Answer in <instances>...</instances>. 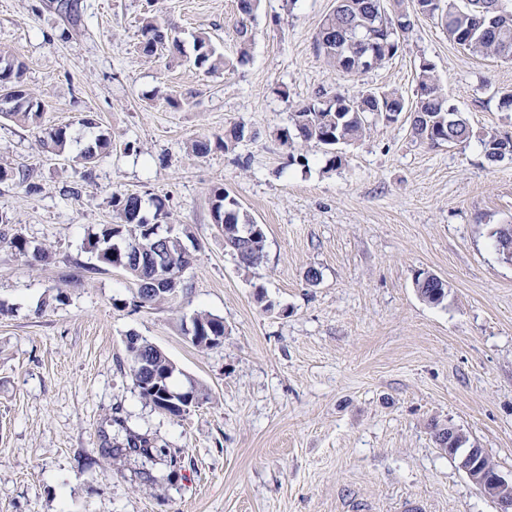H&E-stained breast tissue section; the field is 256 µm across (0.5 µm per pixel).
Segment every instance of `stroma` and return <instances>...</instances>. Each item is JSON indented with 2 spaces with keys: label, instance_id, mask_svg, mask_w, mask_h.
Instances as JSON below:
<instances>
[{
  "label": "stroma",
  "instance_id": "1",
  "mask_svg": "<svg viewBox=\"0 0 512 512\" xmlns=\"http://www.w3.org/2000/svg\"><path fill=\"white\" fill-rule=\"evenodd\" d=\"M404 7L411 27L383 67L330 69L314 39L335 0H260L251 57L230 71L146 57L144 18L184 41L209 36L236 57L238 0H0V46L53 108L35 123L0 119V512H499L441 453L434 425L461 429L512 475V265L492 230L512 222V161L478 141L416 142L408 114L373 119L365 138L290 161L278 137L315 92L396 89L414 101L421 60L477 131L512 135V61L472 56L439 21ZM90 115L112 138L90 168L40 137L68 127L80 148ZM242 124L253 140L216 145ZM212 138L198 157L187 145ZM235 196L266 231L265 258L241 264L212 222L209 192ZM116 193L161 198L167 223L197 248L173 302L135 307L122 270L97 261L89 234L117 220ZM23 235L48 260L15 253ZM317 269L319 279L306 274ZM448 285L433 306L416 272ZM63 301H56V294ZM206 311L224 341L201 350L182 323ZM138 334L176 365L178 387L207 397L176 418L145 403L127 369ZM126 419L181 468L101 452Z\"/></svg>",
  "mask_w": 512,
  "mask_h": 512
}]
</instances>
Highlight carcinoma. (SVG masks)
Masks as SVG:
<instances>
[{
  "mask_svg": "<svg viewBox=\"0 0 512 512\" xmlns=\"http://www.w3.org/2000/svg\"><path fill=\"white\" fill-rule=\"evenodd\" d=\"M346 8L328 14L315 37L317 50L323 54L326 64L342 73L350 74L349 59L373 47L375 67H382L398 50L394 29L403 31L410 27L405 11L400 15L405 24L397 27L383 9L382 0H344ZM417 11L440 21L448 39L462 46L474 56L494 57L512 61V0H487L493 10L479 12L472 6L473 0H416ZM258 7V0H239L242 20L238 29L239 51L237 60L224 57L209 36H194V62L210 72L226 71L235 64L244 63L251 49L252 35L247 21ZM140 50L153 57L159 52L176 59L186 54L183 41L173 28L161 27L155 19L147 17L141 27ZM24 67L10 51L0 46V91H11L19 105L11 112H0V117L23 123H34L52 105L34 97L24 88ZM417 95L410 107L416 116L412 124L413 138L432 146L462 144L477 139L483 147L485 158L496 163L512 159V137L493 130L476 132L466 118L448 106V100L435 66L428 60L418 66L416 74ZM372 90L360 91L354 97L336 95L329 100L317 94L299 104L291 114L292 129L281 133L282 143L289 149L290 158L303 164L307 162L304 147L314 145L334 151L342 144H354L364 138L370 125V116L385 103L389 108L406 105L404 97L396 90L382 92L384 101L370 96ZM249 136L245 125L236 124L224 131V149L232 150ZM68 144L64 127L45 129L42 146L47 152L61 156ZM112 152V139L100 131L93 141L75 157V161L88 167L102 155ZM211 213L219 216L216 227L224 232V247L236 253L248 267L260 265L265 257L266 234L263 225L255 224L241 207L240 202L221 187L210 191ZM112 206L120 223L104 224L92 233L87 241L88 249L97 259L128 274L136 286L140 306L151 307L172 302L182 283L153 284L155 268L164 252L177 265H191L193 255L182 250L184 239L190 238L187 228L172 225L167 242L157 244L156 224L141 216L142 199L136 194L115 193ZM10 248L16 253L35 258L46 256L45 250L33 247L20 234L14 235ZM415 287L423 301L440 305L448 296V284L439 277L420 272L415 277ZM196 337L190 339L193 346L205 350L217 346L214 337L224 335V320L210 313L194 315ZM127 364L133 384L139 396L159 412L170 417H181L206 399L196 385H189V400L181 399L182 390L173 387L174 363L154 344L133 333L126 346ZM118 431L125 434L123 442H104L101 451L114 460L138 456L149 461L157 458L166 462L172 470L180 467V450L158 448L146 436L135 432L126 420L117 416L112 419Z\"/></svg>",
  "mask_w": 512,
  "mask_h": 512,
  "instance_id": "carcinoma-1",
  "label": "carcinoma"
}]
</instances>
